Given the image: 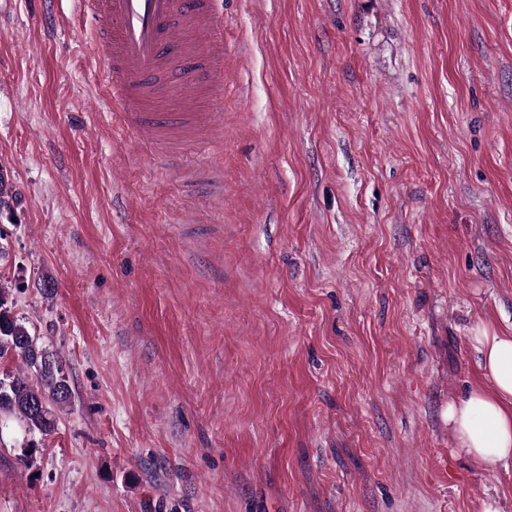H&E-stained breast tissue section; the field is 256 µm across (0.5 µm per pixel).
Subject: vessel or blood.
Here are the masks:
<instances>
[{
  "label": "vessel or blood",
  "instance_id": "1",
  "mask_svg": "<svg viewBox=\"0 0 512 512\" xmlns=\"http://www.w3.org/2000/svg\"><path fill=\"white\" fill-rule=\"evenodd\" d=\"M95 24L94 53L111 101L148 145L208 138L217 126L205 113L173 105L167 86L187 98L224 78V23L217 0H81Z\"/></svg>",
  "mask_w": 512,
  "mask_h": 512
}]
</instances>
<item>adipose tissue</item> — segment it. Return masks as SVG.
<instances>
[{"mask_svg":"<svg viewBox=\"0 0 512 512\" xmlns=\"http://www.w3.org/2000/svg\"><path fill=\"white\" fill-rule=\"evenodd\" d=\"M483 380L448 404V428L475 467L512 463V334L473 339Z\"/></svg>","mask_w":512,"mask_h":512,"instance_id":"ef3b65f1","label":"adipose tissue"}]
</instances>
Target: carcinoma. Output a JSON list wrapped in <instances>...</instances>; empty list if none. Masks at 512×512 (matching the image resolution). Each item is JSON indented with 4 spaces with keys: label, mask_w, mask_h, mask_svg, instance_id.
I'll use <instances>...</instances> for the list:
<instances>
[{
    "label": "carcinoma",
    "mask_w": 512,
    "mask_h": 512,
    "mask_svg": "<svg viewBox=\"0 0 512 512\" xmlns=\"http://www.w3.org/2000/svg\"><path fill=\"white\" fill-rule=\"evenodd\" d=\"M17 193L0 173V216L11 213ZM8 291L0 286V358L12 356L18 369L9 380L0 379V412L16 417L29 434L47 436L56 426L57 413L71 404V390L55 353L7 310Z\"/></svg>",
    "instance_id": "cac0c4a2"
}]
</instances>
